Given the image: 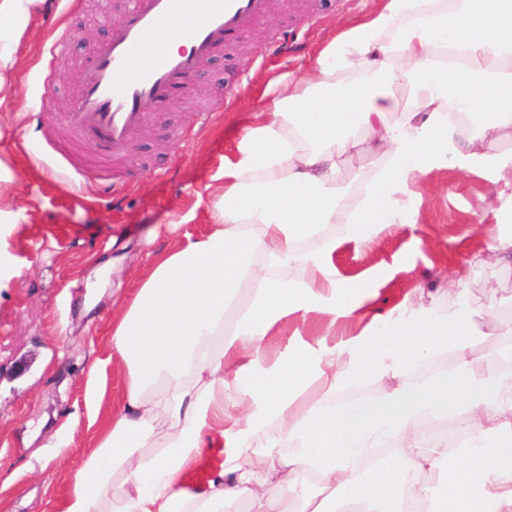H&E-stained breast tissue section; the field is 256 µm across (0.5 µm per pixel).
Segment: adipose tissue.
Masks as SVG:
<instances>
[{"instance_id":"ef3b65f1","label":"adipose tissue","mask_w":512,"mask_h":512,"mask_svg":"<svg viewBox=\"0 0 512 512\" xmlns=\"http://www.w3.org/2000/svg\"><path fill=\"white\" fill-rule=\"evenodd\" d=\"M43 3L0 0V103ZM511 130L512 0H385L273 80L206 187L209 232L157 254L112 325L123 400L58 512H512V371L473 350L491 310L419 287L373 314L377 278L332 262L406 223L433 169L512 184V151L482 148ZM361 149L379 163L358 190L341 163ZM457 415L462 447L420 430ZM393 442L400 461L362 469Z\"/></svg>"}]
</instances>
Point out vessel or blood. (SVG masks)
<instances>
[{
	"mask_svg": "<svg viewBox=\"0 0 512 512\" xmlns=\"http://www.w3.org/2000/svg\"><path fill=\"white\" fill-rule=\"evenodd\" d=\"M269 0H133L121 24L87 60L62 123L119 153L148 120L147 103L167 100L225 38L251 28ZM183 33L188 48L169 52L164 38Z\"/></svg>",
	"mask_w": 512,
	"mask_h": 512,
	"instance_id": "obj_1",
	"label": "vessel or blood"
}]
</instances>
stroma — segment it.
Masks as SVG:
<instances>
[{"label": "stroma", "instance_id": "35a3bbf8", "mask_svg": "<svg viewBox=\"0 0 512 512\" xmlns=\"http://www.w3.org/2000/svg\"><path fill=\"white\" fill-rule=\"evenodd\" d=\"M45 0L17 51L18 94L0 104V157L18 178L13 209L26 217L0 228V512H56L69 476L93 450L101 421L122 401L125 369L112 354V322L150 273L156 253L204 235L205 187L236 149L235 129L262 103L269 81L304 72L340 24L375 13L383 0H271L268 13L234 36L167 101L107 171L124 176L73 187L59 164H93L92 140L69 136L59 122L74 97L86 58L105 39L102 16L120 20L128 0ZM69 52L51 90L42 63L57 34ZM213 112L200 122L201 109ZM432 201L414 223L364 251L345 242L332 262L344 279L380 275V297L400 303L407 290L447 287L454 270L472 306H491L512 322V266L480 264L502 227L487 218L493 185L481 172L452 168L424 179ZM174 232L150 239L156 225ZM65 438L72 450L54 457Z\"/></svg>", "mask_w": 512, "mask_h": 512}]
</instances>
